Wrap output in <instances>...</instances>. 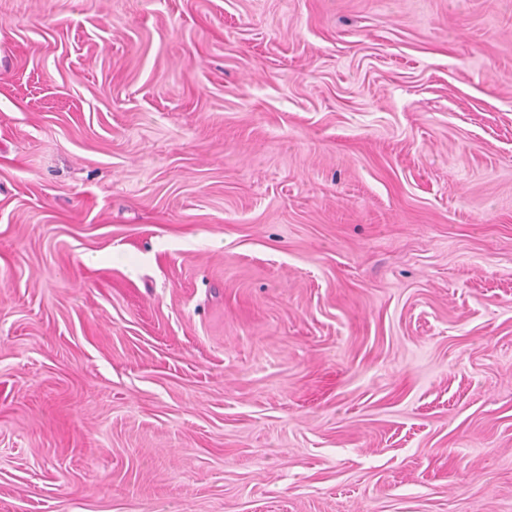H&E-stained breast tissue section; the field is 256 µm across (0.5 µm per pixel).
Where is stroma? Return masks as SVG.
<instances>
[{"instance_id": "35a3bbf8", "label": "stroma", "mask_w": 512, "mask_h": 512, "mask_svg": "<svg viewBox=\"0 0 512 512\" xmlns=\"http://www.w3.org/2000/svg\"><path fill=\"white\" fill-rule=\"evenodd\" d=\"M0 512H512V0H0Z\"/></svg>"}]
</instances>
